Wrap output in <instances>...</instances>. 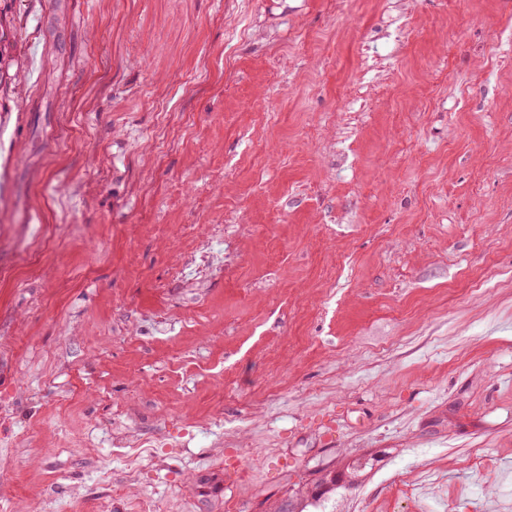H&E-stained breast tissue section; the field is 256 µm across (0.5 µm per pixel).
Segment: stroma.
Returning a JSON list of instances; mask_svg holds the SVG:
<instances>
[{
    "label": "stroma",
    "mask_w": 512,
    "mask_h": 512,
    "mask_svg": "<svg viewBox=\"0 0 512 512\" xmlns=\"http://www.w3.org/2000/svg\"><path fill=\"white\" fill-rule=\"evenodd\" d=\"M0 161V512H512V0H0ZM186 430L181 421L171 419L164 427V430L153 441H143L132 439L130 435L114 436L110 442V448H117L123 458L127 477L131 480H137L140 475L143 460L147 457H154L157 452L154 448H172L170 440L179 436ZM319 475L323 479L311 486L312 493L316 496H322L335 488L350 487L352 484L349 476L339 468L324 469Z\"/></svg>",
    "instance_id": "35a3bbf8"
}]
</instances>
